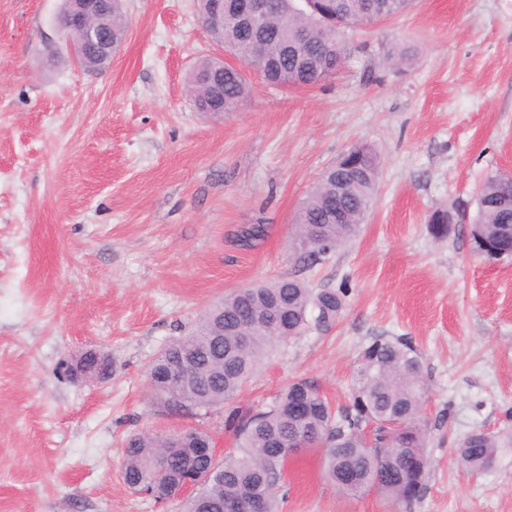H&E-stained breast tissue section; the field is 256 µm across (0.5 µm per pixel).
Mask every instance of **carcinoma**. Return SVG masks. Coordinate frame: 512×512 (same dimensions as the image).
Returning <instances> with one entry per match:
<instances>
[{
    "instance_id": "1",
    "label": "carcinoma",
    "mask_w": 512,
    "mask_h": 512,
    "mask_svg": "<svg viewBox=\"0 0 512 512\" xmlns=\"http://www.w3.org/2000/svg\"><path fill=\"white\" fill-rule=\"evenodd\" d=\"M365 6L362 17L384 21L408 11L414 0H272L274 10L259 31L245 28L231 11L224 24L209 27L214 39L229 48L238 61H252L255 46L263 50L261 74L271 84L317 86L340 68L344 47L336 31L350 20L352 2ZM127 32L123 12L112 14V40L120 44ZM212 59L203 58L188 76L193 103L199 112H235L246 101V79L224 73L215 84ZM365 159L343 154L321 175L298 217L299 260L313 264L320 256L347 243L359 231L371 209L380 171V157L365 147ZM480 202L470 225L476 251L486 240L512 245V183L501 173L489 174L479 192ZM455 215L436 210L429 231L448 237ZM345 293L334 288L314 290L290 277L239 288L207 309L191 334L168 343L150 365L152 389L163 404L177 410L205 409L234 401L251 377L266 349L274 342L311 328L327 332L344 309ZM188 356L197 370L191 385L160 383L156 362ZM353 388L347 405L335 409L305 380L294 381L274 405L255 412L234 407L228 418L237 448L218 464L202 448L211 441L193 431L183 447H166L156 434L130 437L124 448L123 474L127 484L150 478L145 489L154 499L165 498L175 481L189 474L200 477L194 493L185 498L183 512H226V500L263 498V512H278L285 466L297 443L323 453L325 474L348 494L375 491L410 504L425 489L430 464L425 403L427 387L420 358L405 338L374 336L365 343L352 368ZM373 426L372 437L365 429ZM499 442L475 431L458 444V460L470 470L488 468Z\"/></svg>"
}]
</instances>
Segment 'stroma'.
Returning a JSON list of instances; mask_svg holds the SVG:
<instances>
[{"mask_svg":"<svg viewBox=\"0 0 512 512\" xmlns=\"http://www.w3.org/2000/svg\"><path fill=\"white\" fill-rule=\"evenodd\" d=\"M61 0H0V512H181L133 493L126 440L206 431L234 449L223 406L167 410L147 370L231 291L287 276L345 288L336 327L279 341L241 391L262 410L305 380L347 402L360 348L412 341L428 384L422 497L351 496L321 456L292 457L280 512H512V259L473 252L469 226L438 241L437 209L476 211L512 172V0H416L373 27H347L345 58L320 87H276L245 69L239 111H196L188 73L219 56L197 0H123L111 66L80 67L56 25ZM382 161L358 235L299 262L294 222L349 147ZM265 236L242 246L244 227ZM112 355L108 383L60 363ZM499 437L493 464L465 470L458 441Z\"/></svg>","mask_w":512,"mask_h":512,"instance_id":"1","label":"stroma"}]
</instances>
